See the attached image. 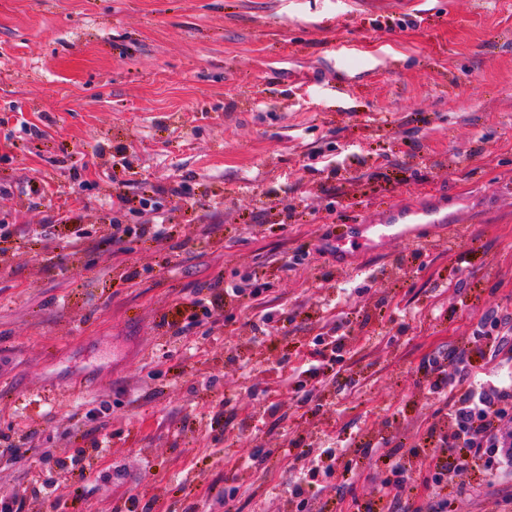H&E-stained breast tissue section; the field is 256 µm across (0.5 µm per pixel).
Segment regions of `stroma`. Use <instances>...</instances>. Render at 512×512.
Returning a JSON list of instances; mask_svg holds the SVG:
<instances>
[{
	"instance_id": "obj_1",
	"label": "stroma",
	"mask_w": 512,
	"mask_h": 512,
	"mask_svg": "<svg viewBox=\"0 0 512 512\" xmlns=\"http://www.w3.org/2000/svg\"><path fill=\"white\" fill-rule=\"evenodd\" d=\"M395 208L464 234L338 273L330 237ZM157 213L166 243L109 241ZM510 312L512 0H0V499L491 512L512 466L448 470L443 511L414 492L441 449L408 446L446 421L420 364L462 378ZM319 336L344 346L309 399L281 381ZM295 442L360 466L312 475Z\"/></svg>"
}]
</instances>
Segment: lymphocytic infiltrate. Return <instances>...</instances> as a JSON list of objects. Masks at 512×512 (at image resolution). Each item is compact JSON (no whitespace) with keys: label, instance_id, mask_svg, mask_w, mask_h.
<instances>
[{"label":"lymphocytic infiltrate","instance_id":"obj_1","mask_svg":"<svg viewBox=\"0 0 512 512\" xmlns=\"http://www.w3.org/2000/svg\"><path fill=\"white\" fill-rule=\"evenodd\" d=\"M512 316L503 315L475 342L481 358L494 361H512ZM424 381L434 392L441 394L448 411L447 427L429 426L411 447L413 456H420L424 448L439 444L448 463L453 467L478 466L482 463V449H496L499 457L512 463V430L502 426L512 414V386H498L473 380L468 386L448 378L438 360L427 361L422 370Z\"/></svg>","mask_w":512,"mask_h":512}]
</instances>
